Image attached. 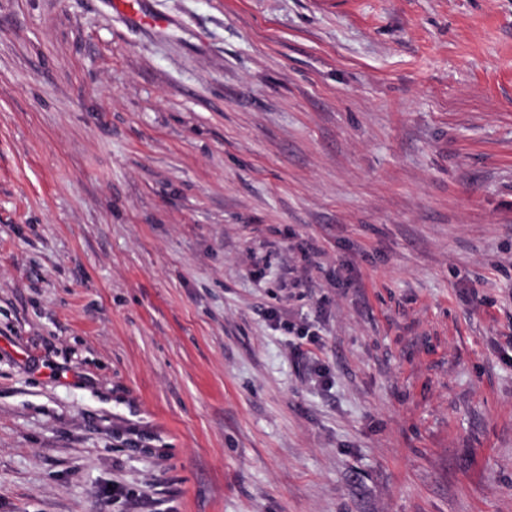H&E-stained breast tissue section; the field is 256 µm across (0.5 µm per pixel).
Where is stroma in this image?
Instances as JSON below:
<instances>
[{
  "label": "stroma",
  "instance_id": "35a3bbf8",
  "mask_svg": "<svg viewBox=\"0 0 512 512\" xmlns=\"http://www.w3.org/2000/svg\"><path fill=\"white\" fill-rule=\"evenodd\" d=\"M0 0V512H512V0Z\"/></svg>",
  "mask_w": 512,
  "mask_h": 512
}]
</instances>
